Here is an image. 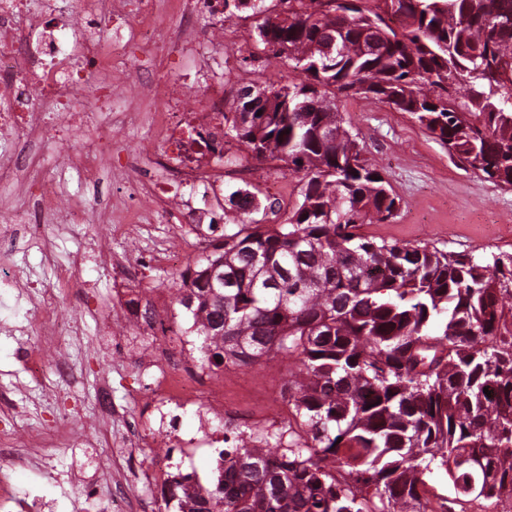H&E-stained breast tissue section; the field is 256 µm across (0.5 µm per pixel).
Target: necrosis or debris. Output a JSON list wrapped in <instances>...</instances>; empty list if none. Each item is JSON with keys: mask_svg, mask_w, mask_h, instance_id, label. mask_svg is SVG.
Masks as SVG:
<instances>
[{"mask_svg": "<svg viewBox=\"0 0 512 512\" xmlns=\"http://www.w3.org/2000/svg\"><path fill=\"white\" fill-rule=\"evenodd\" d=\"M132 2L98 0V8L91 13L79 2L71 11L58 15L31 13L29 0H0V183H15L22 189L14 204L0 207V243L23 231L44 237L46 227L36 221L42 211L52 212L62 224H84L91 218L99 224H115L130 237L141 235L146 225L170 212L172 202L161 193L152 168L141 164L140 150L127 149L123 165L112 163V150L124 140V128L132 120L130 113H106L98 139L87 147L75 143L68 155L70 169L89 176L106 170L112 180L130 184L131 202L127 205L97 196L89 210H81L62 198L38 154L19 155L14 149L19 140L32 147L71 137L80 129L85 117L80 93L89 76H97L104 89L100 102L111 100L112 46L119 41L113 27L126 19ZM200 14L212 18L215 26H223V0H177L176 10L156 14L154 24L137 34L141 55L134 60L139 71L133 86L136 97L158 103L155 152L167 180L190 187L205 169L206 155L218 150L224 87H211L207 106L189 111L181 106L182 85L155 78L145 61L155 58L161 45L178 48L195 42L199 37L195 18ZM90 258L126 280L135 281L141 275L138 258L113 254L110 237L98 235L92 252L74 255L72 273L54 283V290L62 294L77 287L75 271ZM130 315L136 320L139 335L151 339L150 344L131 347V356L136 364L157 369L158 377L152 396L154 424L146 428L139 420H127V434L149 448L188 454L201 446L202 433L224 418V375L200 368L187 336L173 340L159 336L163 313L157 294L143 297ZM130 315L119 306L113 310L112 321L118 324ZM80 322L78 314L55 313L50 330L36 325L31 328L32 335L40 339L42 357L51 359L64 383L74 381L76 374L68 358L59 352L58 340L80 335ZM189 408L195 411L200 433L186 438L180 424Z\"/></svg>", "mask_w": 512, "mask_h": 512, "instance_id": "obj_1", "label": "necrosis or debris"}]
</instances>
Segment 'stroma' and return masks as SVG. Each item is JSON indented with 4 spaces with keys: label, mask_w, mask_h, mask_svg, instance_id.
Returning a JSON list of instances; mask_svg holds the SVG:
<instances>
[{
    "label": "stroma",
    "mask_w": 512,
    "mask_h": 512,
    "mask_svg": "<svg viewBox=\"0 0 512 512\" xmlns=\"http://www.w3.org/2000/svg\"><path fill=\"white\" fill-rule=\"evenodd\" d=\"M255 21L234 18L224 24V67L234 81L226 86L225 108H232L240 90L259 84L262 75L271 74L281 84L294 78L291 63L266 55L255 41ZM211 49L174 51L161 70L173 80L187 83L195 92L196 76L213 73ZM336 103L354 133L366 146L365 156L381 168L400 199V214L392 222L365 225L364 233L389 242L428 244L448 252L477 256L512 252V191L501 190L461 167L447 148L432 138L408 113L394 112L372 98L337 97ZM225 155L234 156L238 178L225 179L223 186L201 194L194 193L196 206L221 215L223 223L233 224L238 214L226 210L229 192L250 187L277 196L283 209L295 204L300 177L280 161L265 162L263 179H253L254 158L233 138L224 140ZM93 229L73 224L55 230L52 263H45L41 241L33 240L13 248L0 249V430L19 429L29 433L52 434L61 427L83 429L96 408L100 376H108L112 399L138 414L142 401L153 388L150 372L133 368L120 357L104 361L91 346L101 337L103 326L112 318L114 300L129 301L136 293L171 285V268L159 245L173 240L186 261L202 252L203 241L195 225L172 222L151 225L137 243H129L121 231H112V250L117 254L134 252L143 270L134 288H122L118 275L88 262L79 272L80 286L61 296L60 311L84 317V345L70 347V358L80 379L71 386L56 382L51 371L30 374L25 359L36 353L34 337L25 333L32 324L33 296H18L15 277L42 288L65 270L68 256L77 243H89ZM226 388L231 412L240 416V425H249L252 416L263 413L272 402L287 398L288 363L281 357L262 358L245 366H227ZM108 448L103 441L84 448L53 449L46 466L24 465L9 475V491L17 496H40L46 512H98L85 498L87 488L104 474L100 461Z\"/></svg>",
    "instance_id": "obj_1"
}]
</instances>
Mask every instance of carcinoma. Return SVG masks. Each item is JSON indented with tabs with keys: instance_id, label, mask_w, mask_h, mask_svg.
I'll return each instance as SVG.
<instances>
[{
	"instance_id": "1",
	"label": "carcinoma",
	"mask_w": 512,
	"mask_h": 512,
	"mask_svg": "<svg viewBox=\"0 0 512 512\" xmlns=\"http://www.w3.org/2000/svg\"><path fill=\"white\" fill-rule=\"evenodd\" d=\"M224 0L250 12L255 40L297 81L266 91L263 112H226L258 159L302 174L281 205L238 188L239 223L208 225L202 255L172 277L202 338L201 367L288 359L298 430L239 429L205 492L173 482L174 512H448L426 497L443 472L456 499L512 503V253L488 263L360 232L396 217L400 199L335 100L363 94L409 113L451 156L512 190V0ZM336 42L321 71L304 69ZM499 58L494 75L483 58ZM262 218H256V215ZM491 391L487 395L484 390Z\"/></svg>"
}]
</instances>
